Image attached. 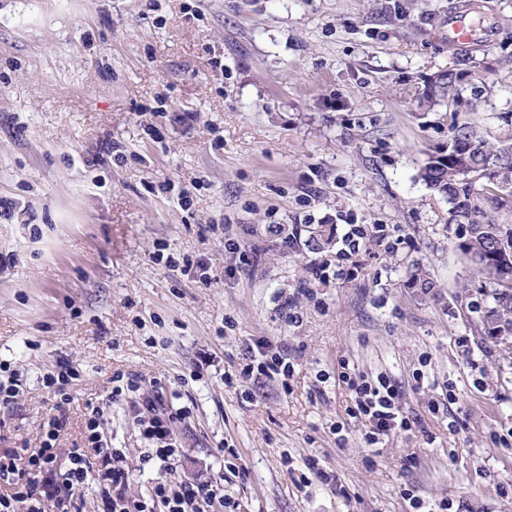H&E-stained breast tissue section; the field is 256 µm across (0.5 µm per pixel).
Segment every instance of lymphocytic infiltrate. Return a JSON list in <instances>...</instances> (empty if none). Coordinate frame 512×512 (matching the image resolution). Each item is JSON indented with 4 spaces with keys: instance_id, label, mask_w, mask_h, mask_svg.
I'll return each mask as SVG.
<instances>
[{
    "instance_id": "1",
    "label": "lymphocytic infiltrate",
    "mask_w": 512,
    "mask_h": 512,
    "mask_svg": "<svg viewBox=\"0 0 512 512\" xmlns=\"http://www.w3.org/2000/svg\"><path fill=\"white\" fill-rule=\"evenodd\" d=\"M248 361L240 375L261 380L274 373H289L287 356L268 355L264 345L247 344ZM339 378L352 393V417L364 422L366 444L378 445L384 437L411 426L403 410L398 385L386 377L373 380L341 371ZM99 410L86 419L83 443L59 458L56 442L65 425L63 417L50 416L39 447L0 451V512H84L82 491L94 486L100 512H239L235 500L224 492V479L176 481L172 474L185 455L174 434L176 424L190 417L189 407H165L160 399L142 398L133 405L131 423L152 440L142 449L136 467H129L123 449L113 447L99 421ZM153 471L149 488L132 493L135 472Z\"/></svg>"
}]
</instances>
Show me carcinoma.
Returning a JSON list of instances; mask_svg holds the SVG:
<instances>
[{
    "mask_svg": "<svg viewBox=\"0 0 512 512\" xmlns=\"http://www.w3.org/2000/svg\"><path fill=\"white\" fill-rule=\"evenodd\" d=\"M459 84L443 73L432 97L457 106ZM512 165V136L490 146L477 127L460 112L453 113L447 151L430 154L421 179L448 198V213L465 220V233L453 247L480 276L479 290L489 298L483 335H512V193L495 183L492 166Z\"/></svg>",
    "mask_w": 512,
    "mask_h": 512,
    "instance_id": "carcinoma-1",
    "label": "carcinoma"
}]
</instances>
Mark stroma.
<instances>
[{
	"label": "stroma",
	"instance_id": "1",
	"mask_svg": "<svg viewBox=\"0 0 512 512\" xmlns=\"http://www.w3.org/2000/svg\"><path fill=\"white\" fill-rule=\"evenodd\" d=\"M469 2L0 0V361L22 383L5 447L54 413L67 452L98 406L136 465L130 406L157 395L192 411L175 478L223 473L242 512H412L408 489L426 512H512V345L480 335L460 227L419 177L448 145L440 71L467 75L488 142L512 135V0H479L489 42L449 44ZM351 222L396 249L343 256ZM250 339L290 376L242 379ZM62 361L65 402L42 381ZM345 362L395 380L409 430L366 445ZM119 374L139 390L112 404Z\"/></svg>",
	"mask_w": 512,
	"mask_h": 512
}]
</instances>
